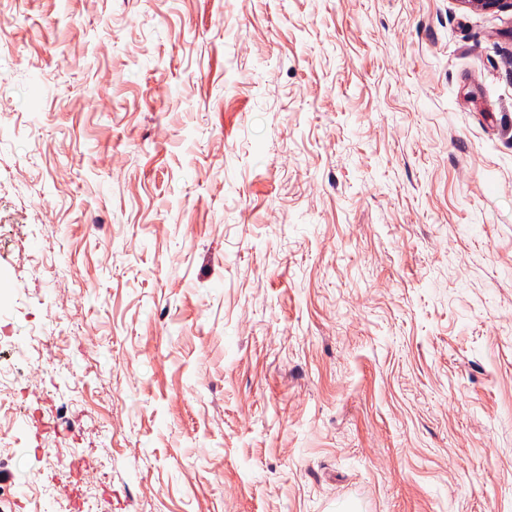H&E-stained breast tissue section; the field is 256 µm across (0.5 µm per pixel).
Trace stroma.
Listing matches in <instances>:
<instances>
[{
  "mask_svg": "<svg viewBox=\"0 0 512 512\" xmlns=\"http://www.w3.org/2000/svg\"><path fill=\"white\" fill-rule=\"evenodd\" d=\"M0 326V512H512V10L0 0ZM19 336H11L9 334H0V347L5 344L11 351L12 360L6 359V362H2L0 359V386L2 384V378L5 375L12 374L14 370L13 361L29 363L32 360L33 343L32 338L30 341H19Z\"/></svg>",
  "mask_w": 512,
  "mask_h": 512,
  "instance_id": "obj_1",
  "label": "stroma"
}]
</instances>
